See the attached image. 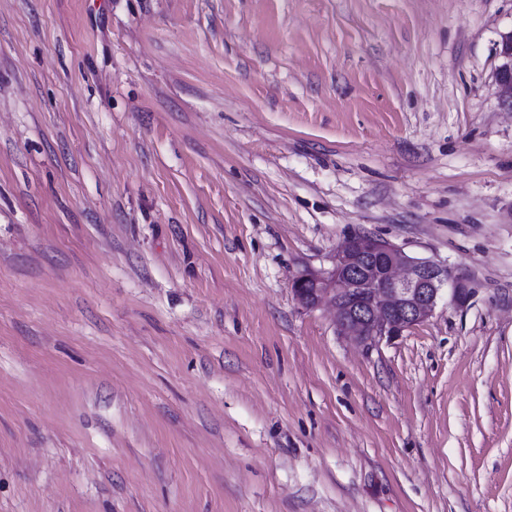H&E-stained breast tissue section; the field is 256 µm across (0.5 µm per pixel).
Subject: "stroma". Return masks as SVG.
Here are the masks:
<instances>
[{
    "instance_id": "35a3bbf8",
    "label": "stroma",
    "mask_w": 512,
    "mask_h": 512,
    "mask_svg": "<svg viewBox=\"0 0 512 512\" xmlns=\"http://www.w3.org/2000/svg\"><path fill=\"white\" fill-rule=\"evenodd\" d=\"M512 0H0V512H512ZM368 233L474 290L372 347ZM496 55L501 60L496 70V81L510 95L512 101V30L501 35Z\"/></svg>"
}]
</instances>
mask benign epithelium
Here are the masks:
<instances>
[{
    "mask_svg": "<svg viewBox=\"0 0 512 512\" xmlns=\"http://www.w3.org/2000/svg\"><path fill=\"white\" fill-rule=\"evenodd\" d=\"M496 55L501 60L496 81L512 96V30L501 35ZM291 289L307 309L331 304L338 330L364 346L428 320L445 294L460 306L472 294L467 277L370 234L347 238L330 268L300 272Z\"/></svg>",
    "mask_w": 512,
    "mask_h": 512,
    "instance_id": "benign-epithelium-1",
    "label": "benign epithelium"
}]
</instances>
